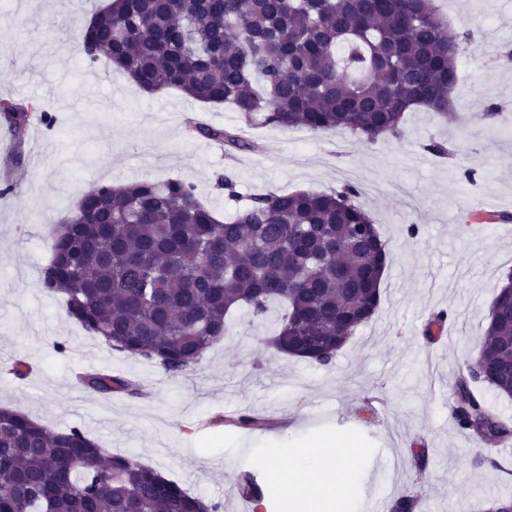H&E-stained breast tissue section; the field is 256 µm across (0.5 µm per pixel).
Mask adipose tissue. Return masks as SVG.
<instances>
[{
	"instance_id": "1",
	"label": "adipose tissue",
	"mask_w": 512,
	"mask_h": 512,
	"mask_svg": "<svg viewBox=\"0 0 512 512\" xmlns=\"http://www.w3.org/2000/svg\"><path fill=\"white\" fill-rule=\"evenodd\" d=\"M271 477L294 501L303 503L306 512H346L340 490L356 478L352 443L323 438L272 469Z\"/></svg>"
}]
</instances>
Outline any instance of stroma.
Masks as SVG:
<instances>
[{
	"label": "stroma",
	"instance_id": "1",
	"mask_svg": "<svg viewBox=\"0 0 512 512\" xmlns=\"http://www.w3.org/2000/svg\"><path fill=\"white\" fill-rule=\"evenodd\" d=\"M108 0H0V99L37 104L52 127L32 122L21 145L0 127V406L56 429L81 428L108 455H132L192 493L239 512L236 483L248 470L265 480L282 458L327 435L357 443V476L344 495L368 512L402 495L418 512H485L512 498V473L476 464L477 446L441 397L473 361L492 301L512 273V241L497 223L470 222L479 204L512 215V0H455L448 20L475 40L462 52L455 116L424 110L404 117L401 137L369 144L344 132L244 125L231 105L211 106L175 89L147 94L106 61L84 60L80 35ZM498 103L497 122L486 119ZM241 128L251 151L226 153L189 138L185 119ZM437 142L447 152L429 151ZM474 170L466 179V170ZM241 198L297 190L331 192L353 183L389 251L374 316L333 365L276 353L266 319L246 311L233 334L186 377L109 349L39 286L57 221L101 185L180 179L222 218ZM416 233H409V225ZM441 333L427 328L439 311ZM65 351H58V344ZM108 372L136 383L141 397L87 391L79 374ZM256 416L258 426L241 425Z\"/></svg>",
	"mask_w": 512,
	"mask_h": 512
}]
</instances>
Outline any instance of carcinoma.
Returning <instances> with one entry per match:
<instances>
[{
    "label": "carcinoma",
    "mask_w": 512,
    "mask_h": 512,
    "mask_svg": "<svg viewBox=\"0 0 512 512\" xmlns=\"http://www.w3.org/2000/svg\"><path fill=\"white\" fill-rule=\"evenodd\" d=\"M471 42L439 16L435 0H109L83 28L81 52L104 57L142 90L176 88L230 104L249 124L348 130L375 143L398 138L404 114L448 115L460 47ZM36 107L0 101L16 141ZM192 137L230 151L254 144L235 128L196 123ZM360 191L260 194L221 220L181 180L102 185L58 225L39 287L115 351L190 374L230 331L227 315L257 319L284 309L270 341L279 354L329 367L380 304L389 255ZM512 283L501 288L476 369L455 382L451 417L490 445L512 440V421L478 394L512 397ZM90 391L141 396L110 373L79 376ZM242 496L264 500L250 471ZM4 512H219V505L133 456L105 457L78 429L55 430L0 408V509Z\"/></svg>",
    "instance_id": "1"
}]
</instances>
